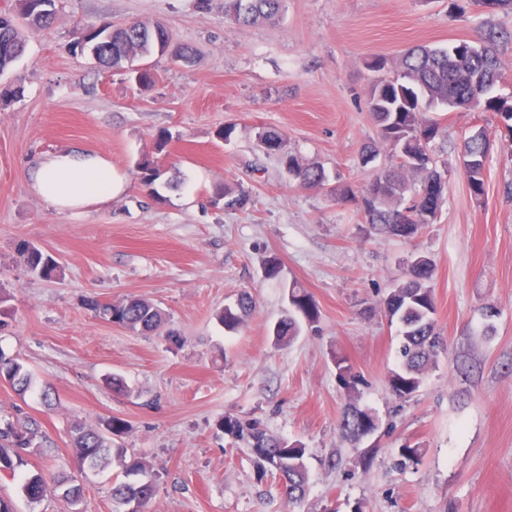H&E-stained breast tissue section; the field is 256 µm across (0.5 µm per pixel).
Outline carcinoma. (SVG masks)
I'll list each match as a JSON object with an SVG mask.
<instances>
[{"instance_id": "cac0c4a2", "label": "carcinoma", "mask_w": 512, "mask_h": 512, "mask_svg": "<svg viewBox=\"0 0 512 512\" xmlns=\"http://www.w3.org/2000/svg\"><path fill=\"white\" fill-rule=\"evenodd\" d=\"M57 0H49V7L38 12L34 0H16L15 12L28 15L25 25H18L12 15H0V72L8 69L24 52L28 34L48 29L57 14ZM284 0H224V18L238 24L273 22L282 12ZM108 39L93 43L92 29L85 28L72 45V50L97 45L98 65L114 69L123 58L131 55L137 60L156 56L159 46L172 45L168 31L158 23L137 21L123 27L106 25ZM512 42V32L488 27L481 33L477 52L457 53L458 46L430 48L414 46L397 61L394 74L375 80L368 91L367 105L376 127L377 139L365 144L361 160L367 164L386 147L392 164L376 172L362 189L348 183L334 187V192L345 201L359 205L364 223L375 233L389 238L411 240L425 224L438 218L447 196L448 181L438 169L433 154L437 140L447 137V127L428 115L431 108L468 107L480 112H492L498 117L496 133L512 139V100L493 94L501 79L498 53L502 44ZM489 132L485 128L473 131L463 140L462 151L472 160L465 169L471 198L482 203L486 192L485 170L489 157ZM259 149L268 156H276L288 176L300 185L319 188L328 182L325 170L306 163L287 149L285 136L280 131L260 127L255 133ZM139 180L147 186L161 177L158 165L144 158L138 166ZM214 202L223 203L224 210L240 211L250 201V193L243 186L226 184L215 188ZM21 254L30 271L51 278L59 275L58 263L40 248L25 244ZM434 267L429 257L415 253L406 263L404 278L390 288L381 304L390 323L398 327L400 366L388 376L393 395L406 399L419 389L426 374L437 364L445 347L436 329V305L431 285ZM93 308L106 320L132 332H154L166 321L165 314L152 302L130 297L118 303L91 302ZM254 307L251 295L242 294L233 305H226L216 313L224 331L234 333L246 322ZM319 319V310L311 295L298 284L288 285V315L278 321L272 330L274 341L286 345L300 335L303 327H310ZM336 375L349 397L341 414L338 429L342 436L357 443L375 430L377 417L371 410L355 403L359 378L343 358H336ZM0 379L20 392L28 391L33 375L18 358L0 351ZM225 433L244 440L256 466L259 477L275 474L281 480L283 493L298 501L308 491L307 448L298 441L274 438L255 421L243 422L226 418L221 422ZM123 424L114 420L106 428L93 429L77 426L71 431V444L76 460L83 471H99L112 465L121 470L125 481L112 488L113 512H127L137 503L140 512H151L155 483L147 462L128 454V450L114 441ZM36 423L18 418L0 417V472L15 473L26 464L23 452L37 440ZM419 448L405 444L398 451L399 468L418 464ZM45 479L41 473L25 476L22 489L26 497L36 500L42 496ZM62 500L76 505L82 488L68 476L55 481Z\"/></svg>"}]
</instances>
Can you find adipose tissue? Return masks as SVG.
<instances>
[{
    "label": "adipose tissue",
    "instance_id": "adipose-tissue-1",
    "mask_svg": "<svg viewBox=\"0 0 512 512\" xmlns=\"http://www.w3.org/2000/svg\"><path fill=\"white\" fill-rule=\"evenodd\" d=\"M29 179L34 193L60 212L111 201L131 188L108 156L82 148L44 154Z\"/></svg>",
    "mask_w": 512,
    "mask_h": 512
}]
</instances>
